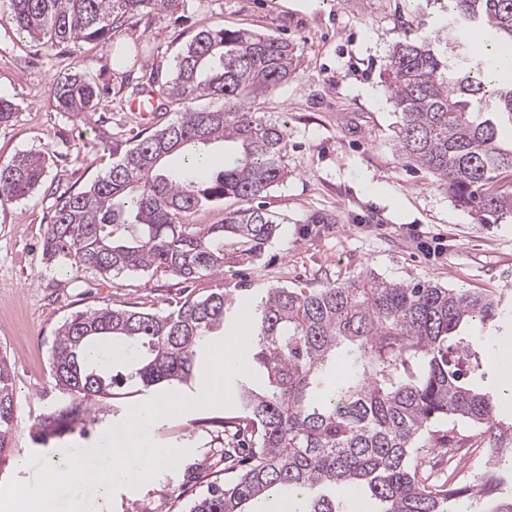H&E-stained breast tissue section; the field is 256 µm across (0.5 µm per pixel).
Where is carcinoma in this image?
Wrapping results in <instances>:
<instances>
[{"instance_id":"1","label":"carcinoma","mask_w":512,"mask_h":512,"mask_svg":"<svg viewBox=\"0 0 512 512\" xmlns=\"http://www.w3.org/2000/svg\"><path fill=\"white\" fill-rule=\"evenodd\" d=\"M183 0H0L16 31L42 48L106 41L125 19L173 13ZM482 28L489 54L470 55L459 31ZM294 47L269 34L199 32L160 87L185 104L179 119L126 149L112 148L108 172L80 192L56 197L44 255L79 270L122 276L163 269L185 281L258 259L278 231L260 207L224 214L221 224H184V214L226 198L251 202L288 177V127L256 118L248 102L288 79ZM385 83L401 114L396 150L432 174L477 222L512 217V0H448V19L420 40L394 44ZM56 107L78 115L98 87L77 75L52 87ZM208 97L215 110L189 107ZM239 150L213 169L219 146ZM46 176L41 152L0 168V198L25 199ZM243 304L230 291L187 300L169 312L106 305L57 329L51 375L64 400L42 414L33 441L47 446L99 422L114 389L185 386L203 374L205 347ZM506 314L493 291L393 282L374 273L323 288H269L250 302L246 362L261 378L236 379L242 435L224 449V472L186 512H257L280 490L294 512H342L363 493L379 512H456L475 499L483 512H512L501 487L512 477V429L497 422L499 400L468 377L484 363L466 329ZM346 375L319 385L338 363ZM15 414L7 357L0 354V462L11 455ZM448 455L434 478L430 450Z\"/></svg>"}]
</instances>
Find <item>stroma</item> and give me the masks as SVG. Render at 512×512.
Instances as JSON below:
<instances>
[{"label":"stroma","instance_id":"stroma-1","mask_svg":"<svg viewBox=\"0 0 512 512\" xmlns=\"http://www.w3.org/2000/svg\"><path fill=\"white\" fill-rule=\"evenodd\" d=\"M445 0H186L169 15L125 21L109 42L42 51L9 23L0 24V97L16 106L0 126V166L19 154L48 157L44 184L27 199L0 200V352L10 361L15 415L12 454L0 464V485L34 482L36 467L19 461L36 452L105 448L112 419L40 448L31 427L62 394L50 371L57 328L72 314L107 304L169 311L220 290L245 299L265 288H318L374 272L390 281H426L449 288L497 289L512 307V218L475 223L434 177L395 150L400 114L383 76L395 42L423 36L446 18ZM221 25L288 40L295 49L287 82L250 108L266 122H287V179L257 202L279 223L277 236L249 265L186 281L163 270L104 277L73 271L43 257L55 191L79 192L112 165V146L175 120L180 105L163 101L145 117L130 99L142 76L168 81L182 50L201 30ZM79 74L99 88L94 107L72 116L57 109L55 79ZM485 378L498 390L499 358L512 343V321L488 328ZM230 407L194 408L168 417L151 439L184 449L174 469L137 488H123L102 512H184L222 471V449L235 443L224 426Z\"/></svg>","mask_w":512,"mask_h":512}]
</instances>
